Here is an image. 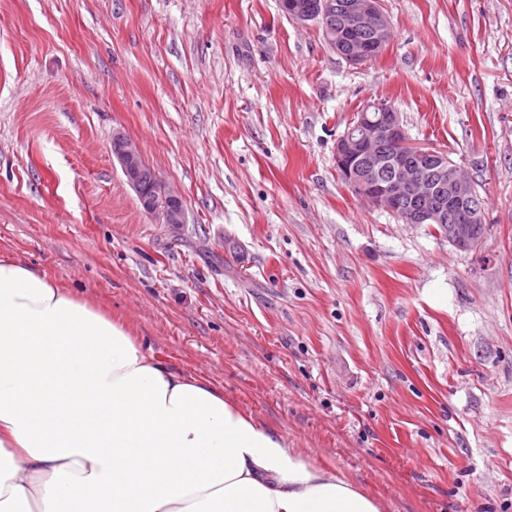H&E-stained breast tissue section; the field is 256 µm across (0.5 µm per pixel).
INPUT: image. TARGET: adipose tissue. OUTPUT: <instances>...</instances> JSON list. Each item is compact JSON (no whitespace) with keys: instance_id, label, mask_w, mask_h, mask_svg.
<instances>
[{"instance_id":"ef3b65f1","label":"adipose tissue","mask_w":512,"mask_h":512,"mask_svg":"<svg viewBox=\"0 0 512 512\" xmlns=\"http://www.w3.org/2000/svg\"><path fill=\"white\" fill-rule=\"evenodd\" d=\"M0 512H385L124 323L0 258Z\"/></svg>"}]
</instances>
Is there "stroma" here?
<instances>
[{"instance_id":"35a3bbf8","label":"stroma","mask_w":512,"mask_h":512,"mask_svg":"<svg viewBox=\"0 0 512 512\" xmlns=\"http://www.w3.org/2000/svg\"><path fill=\"white\" fill-rule=\"evenodd\" d=\"M381 6L353 66L280 0H0V257L386 512H512V0ZM375 100L471 175L477 249L341 181ZM119 135L185 224L144 212Z\"/></svg>"}]
</instances>
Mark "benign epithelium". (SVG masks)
I'll return each mask as SVG.
<instances>
[{
	"mask_svg": "<svg viewBox=\"0 0 512 512\" xmlns=\"http://www.w3.org/2000/svg\"><path fill=\"white\" fill-rule=\"evenodd\" d=\"M284 11L300 22H321L329 11L336 26L325 27L330 47L351 65L378 56L391 28L380 0H282ZM126 180L138 192L145 212H161L162 223L184 224L180 199L154 183L140 193L143 160L129 140L117 136L112 144ZM333 159L336 171L351 191L372 206L394 214L404 224H436L447 228L448 243L470 251L482 242L484 209L474 181L435 149L410 143L400 113L384 102L366 104L348 129L338 136Z\"/></svg>",
	"mask_w": 512,
	"mask_h": 512,
	"instance_id": "obj_1",
	"label": "benign epithelium"
}]
</instances>
